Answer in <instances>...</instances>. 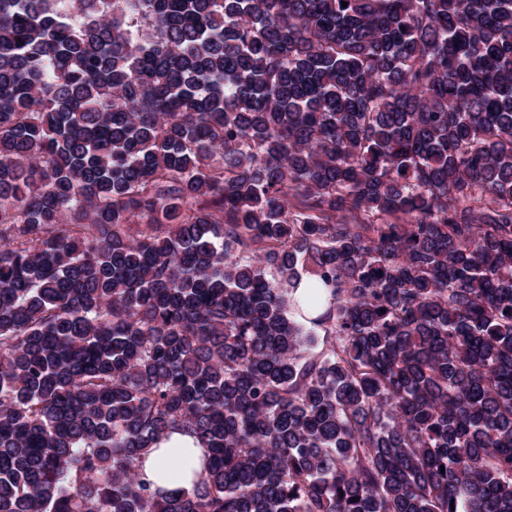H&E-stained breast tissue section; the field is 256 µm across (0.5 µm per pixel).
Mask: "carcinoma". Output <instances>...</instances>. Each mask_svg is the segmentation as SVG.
I'll list each match as a JSON object with an SVG mask.
<instances>
[{
  "label": "carcinoma",
  "mask_w": 512,
  "mask_h": 512,
  "mask_svg": "<svg viewBox=\"0 0 512 512\" xmlns=\"http://www.w3.org/2000/svg\"><path fill=\"white\" fill-rule=\"evenodd\" d=\"M0 512H512V0H0ZM158 448L146 456L143 463L145 478L154 484V488L169 491L176 487L190 488L192 469H199L205 451L199 441L192 436L175 433L168 440L162 441ZM172 463L181 466L182 477L178 482L173 481L170 475L169 466Z\"/></svg>",
  "instance_id": "1"
}]
</instances>
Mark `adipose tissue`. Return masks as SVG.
I'll list each match as a JSON object with an SVG mask.
<instances>
[{
    "instance_id": "obj_1",
    "label": "adipose tissue",
    "mask_w": 512,
    "mask_h": 512,
    "mask_svg": "<svg viewBox=\"0 0 512 512\" xmlns=\"http://www.w3.org/2000/svg\"><path fill=\"white\" fill-rule=\"evenodd\" d=\"M203 454L199 441L192 436L172 434L160 443L157 451L146 457L144 476L154 486L165 490L187 487L188 479L194 469L199 468Z\"/></svg>"
}]
</instances>
